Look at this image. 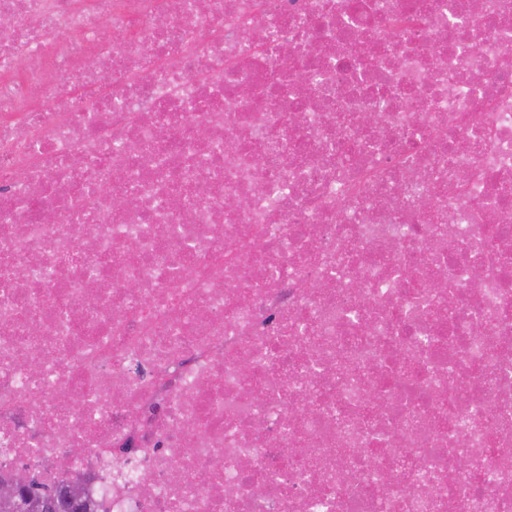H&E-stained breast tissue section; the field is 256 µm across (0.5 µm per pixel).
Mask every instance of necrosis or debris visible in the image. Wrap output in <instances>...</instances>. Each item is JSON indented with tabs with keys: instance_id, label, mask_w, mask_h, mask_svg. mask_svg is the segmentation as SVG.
Listing matches in <instances>:
<instances>
[{
	"instance_id": "1",
	"label": "necrosis or debris",
	"mask_w": 512,
	"mask_h": 512,
	"mask_svg": "<svg viewBox=\"0 0 512 512\" xmlns=\"http://www.w3.org/2000/svg\"><path fill=\"white\" fill-rule=\"evenodd\" d=\"M1 18L0 484L512 512V0Z\"/></svg>"
}]
</instances>
